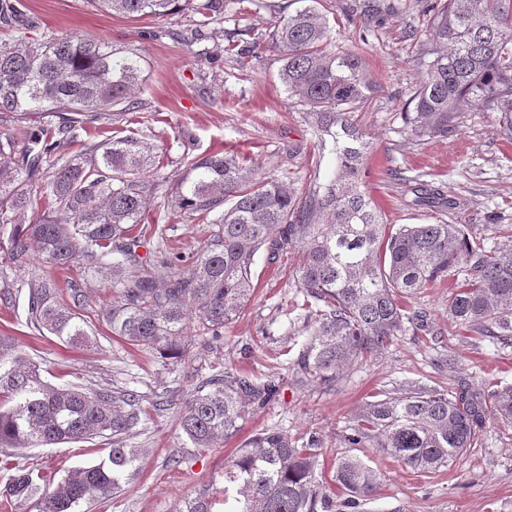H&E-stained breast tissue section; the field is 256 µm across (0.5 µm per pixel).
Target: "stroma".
I'll list each match as a JSON object with an SVG mask.
<instances>
[{"label": "stroma", "instance_id": "35a3bbf8", "mask_svg": "<svg viewBox=\"0 0 512 512\" xmlns=\"http://www.w3.org/2000/svg\"><path fill=\"white\" fill-rule=\"evenodd\" d=\"M36 28L18 34L0 28L1 41L91 36L121 48L132 44L145 59L140 110L120 127L156 145L163 157L150 182L176 179L184 155L224 152L243 166L294 182L298 190L312 180L327 181L336 168L332 144L319 143L302 109L289 97L277 72L278 55L268 45L277 17L293 12L294 0H258L248 11L228 4L224 21L207 37L193 39L188 14L129 20L93 7L89 0H23ZM354 0H327L328 18L339 44L359 52L374 74L378 90L359 116L371 143L363 165V186L385 223L430 224L433 205H416L405 179L425 175L450 201L447 215L458 224L474 225L486 244L496 237L494 225L512 224V143L502 140L493 112L466 110L457 132L448 138L411 140L403 130V103L419 80L417 49L410 30L425 32L428 18L420 0H391L392 10L378 14L369 42L358 37L351 19ZM254 46L252 56L224 55L208 61L226 35ZM138 230L143 261L179 258L187 269L203 246L209 227L176 209L154 207ZM299 255H291L285 272H277L266 254L255 258V290L240 317L222 337L193 332L184 359H165L112 337L102 318L110 298L106 278L77 264L55 269L31 261L19 266L0 253V334L16 338L22 350L41 364L53 384L118 387L163 399L169 408L144 418L129 438L146 455L134 480L90 512H178L202 488L223 485L224 460L255 432L281 428L295 438L321 440L320 465L332 478L336 458L349 454L342 434L356 409L380 390H455L466 383L479 390L512 385V348L465 335L448 318V283L439 281L412 299L429 313L435 336L406 331L367 361L352 365L336 386L298 379L293 363L307 340L303 297L294 288ZM36 271L57 283L62 300L80 292L81 317L92 337L86 346H71L58 337L39 335L26 321L27 298L21 287ZM292 303L294 311L281 307ZM456 367H449V360ZM246 373L258 383L276 387L274 397L253 406L239 433L217 450L202 453L187 443L179 424L181 408L194 387L220 371ZM107 439L15 450L12 462L38 466L52 479L70 468L98 462L108 454ZM381 477L374 498L363 512H512V424L487 416L479 446L459 455L448 468L421 475L373 448L357 449Z\"/></svg>", "mask_w": 512, "mask_h": 512}]
</instances>
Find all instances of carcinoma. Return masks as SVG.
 Instances as JSON below:
<instances>
[{"label":"carcinoma","instance_id":"obj_1","mask_svg":"<svg viewBox=\"0 0 512 512\" xmlns=\"http://www.w3.org/2000/svg\"><path fill=\"white\" fill-rule=\"evenodd\" d=\"M130 19L193 15L198 33L222 19L224 0H89ZM320 0H308L273 22L271 48L278 77L305 119L335 146L336 174L299 194L264 173L243 172L234 155L182 158L184 169L166 190L167 205L211 225L190 268L165 258L143 263L134 229L155 200L145 175L160 164L153 146L134 135L82 144L59 155L60 140L76 139L87 123L134 111L144 59L135 47L114 49L92 38L49 36L0 42V112L27 123L26 141L0 132V250L24 263L30 256L67 268L82 262L112 288L104 320L112 335L169 358L189 346L188 324L220 336L249 301L255 256L277 263L301 254L294 287L303 295L309 337L294 361L303 378L331 387L353 364L381 353L407 330L434 335L429 314L404 306L454 268L464 277L448 291V318L469 334L512 347V225L499 224L502 241L488 247L468 224L383 222L362 189L371 144L355 114L376 91L361 56L336 49ZM429 36L419 44L421 76L403 104L415 139L446 138L465 109L500 113V131L512 140V0H425ZM21 0H0V24L26 28ZM54 113L59 124L45 121ZM48 211L29 217L38 195ZM27 325L72 345L90 343L79 313L81 295L67 303L56 283L29 277ZM275 388L244 375L217 373L195 387L180 427L201 452L237 435L249 409ZM145 413L140 395L119 388L53 385L40 364L12 336L0 335V447L38 448L96 437L112 439L107 457L67 471L50 492L40 470L3 460L14 470L6 490L17 501L39 495L38 512H81L120 492L138 472L145 449L127 437ZM512 422V386L483 393L466 385L381 391L354 414L344 441L378 448L421 473L448 466L481 440L486 416ZM320 439L304 442L282 429H265L224 463V512H332L341 493L347 512L363 506L379 477L358 456L336 460L332 482L318 476ZM217 496L205 488L186 512H214Z\"/></svg>","mask_w":512,"mask_h":512}]
</instances>
